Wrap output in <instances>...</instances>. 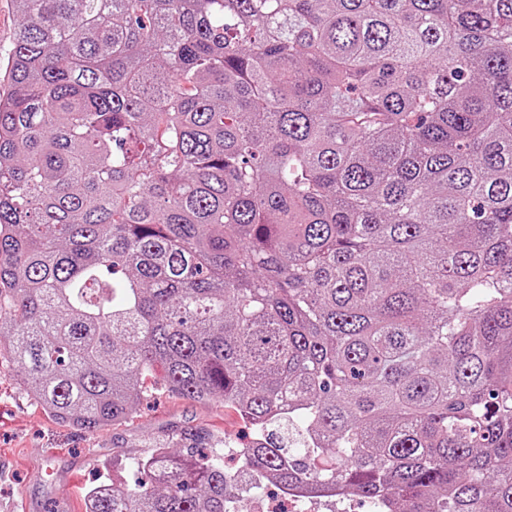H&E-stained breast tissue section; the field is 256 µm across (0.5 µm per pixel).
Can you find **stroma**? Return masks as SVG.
Wrapping results in <instances>:
<instances>
[{
    "instance_id": "stroma-1",
    "label": "stroma",
    "mask_w": 512,
    "mask_h": 512,
    "mask_svg": "<svg viewBox=\"0 0 512 512\" xmlns=\"http://www.w3.org/2000/svg\"><path fill=\"white\" fill-rule=\"evenodd\" d=\"M209 441L246 437L248 424L220 402L159 391L134 418L85 433L55 421L28 394L9 354L0 355V512H85L84 493L117 478L160 443L184 448V434Z\"/></svg>"
}]
</instances>
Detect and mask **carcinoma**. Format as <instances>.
<instances>
[{
  "mask_svg": "<svg viewBox=\"0 0 512 512\" xmlns=\"http://www.w3.org/2000/svg\"><path fill=\"white\" fill-rule=\"evenodd\" d=\"M13 4L0 351L80 430L149 379L253 427L86 512H512V0ZM287 496L286 503L291 512H347L352 500V495L339 485L316 494L300 487L288 491Z\"/></svg>",
  "mask_w": 512,
  "mask_h": 512,
  "instance_id": "carcinoma-1",
  "label": "carcinoma"
}]
</instances>
